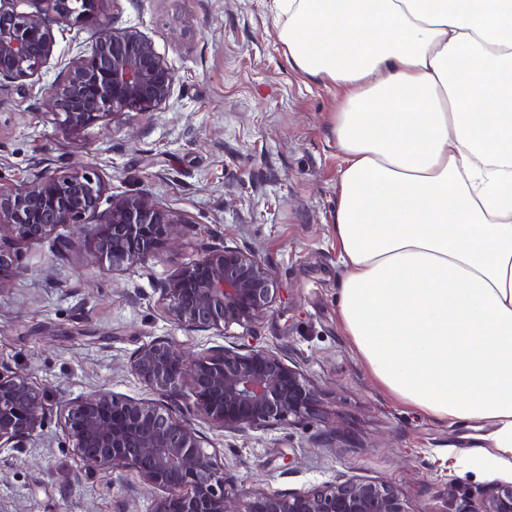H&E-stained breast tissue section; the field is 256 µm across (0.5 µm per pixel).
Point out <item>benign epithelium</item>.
I'll return each instance as SVG.
<instances>
[{
    "instance_id": "7a95c632",
    "label": "benign epithelium",
    "mask_w": 512,
    "mask_h": 512,
    "mask_svg": "<svg viewBox=\"0 0 512 512\" xmlns=\"http://www.w3.org/2000/svg\"><path fill=\"white\" fill-rule=\"evenodd\" d=\"M110 2L0 0V80L30 81L45 114L68 134L109 125L127 112H154L172 97L175 72L154 42L135 26L100 22ZM25 3L32 10L19 9ZM80 24L96 27L90 46L70 57L52 84H42V69L56 53L54 27L62 32ZM107 191L98 171L81 162L63 175L38 172L0 190V242L36 243L63 227L81 231L95 219L94 251L121 268L157 256L178 237V219L164 206ZM105 199L109 207L102 211ZM16 261L17 254L0 248V291ZM161 294L164 312L178 327L225 333L263 318L277 285L254 255L224 246L181 265ZM132 370L161 399L95 390L64 407L63 429L88 470L132 468L161 491L152 512H408L387 481L348 478L288 495L228 490L233 477L167 399L189 381L193 411L232 434L315 415L317 390L273 352L245 351L232 342L199 354L159 339L136 352ZM44 414V394L26 377L0 370V449L26 448ZM475 512H512V483L492 484Z\"/></svg>"
}]
</instances>
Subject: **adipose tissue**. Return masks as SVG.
<instances>
[{
  "label": "adipose tissue",
  "instance_id": "adipose-tissue-1",
  "mask_svg": "<svg viewBox=\"0 0 512 512\" xmlns=\"http://www.w3.org/2000/svg\"><path fill=\"white\" fill-rule=\"evenodd\" d=\"M341 96V328L371 376L512 475V0H272Z\"/></svg>",
  "mask_w": 512,
  "mask_h": 512
}]
</instances>
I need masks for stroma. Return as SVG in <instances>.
<instances>
[{"label":"stroma","mask_w":512,"mask_h":512,"mask_svg":"<svg viewBox=\"0 0 512 512\" xmlns=\"http://www.w3.org/2000/svg\"><path fill=\"white\" fill-rule=\"evenodd\" d=\"M107 18L154 41L175 70L171 99L154 115L67 135L24 82H1L0 188L80 159L110 195L145 196L182 230L160 255L118 270L94 254L89 228L9 244L19 271L0 293V366L43 390L45 416L30 448L0 450V512H151L157 492L136 471L86 472L60 408L98 389L152 398L130 360L160 338L202 354L228 340L264 348L317 389L316 416L290 424L231 434L191 417L237 485L288 494L352 477L393 483L408 512H474L489 482L455 473L469 428L385 392L340 327L332 224L342 159L330 130L340 96L288 65L271 0H112ZM224 246L270 270L276 299L249 328L186 334L161 290L182 264Z\"/></svg>","instance_id":"stroma-1"}]
</instances>
